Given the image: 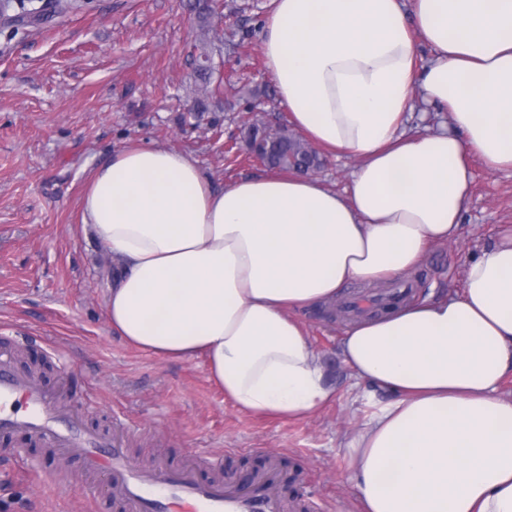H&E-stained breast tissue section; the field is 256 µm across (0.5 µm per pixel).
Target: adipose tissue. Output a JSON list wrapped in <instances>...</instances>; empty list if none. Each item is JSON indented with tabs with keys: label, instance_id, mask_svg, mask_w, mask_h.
Returning <instances> with one entry per match:
<instances>
[{
	"label": "adipose tissue",
	"instance_id": "ef3b65f1",
	"mask_svg": "<svg viewBox=\"0 0 512 512\" xmlns=\"http://www.w3.org/2000/svg\"><path fill=\"white\" fill-rule=\"evenodd\" d=\"M263 52L292 125L357 158L347 193L294 173L217 191L190 156L136 145L91 173L81 229L118 270L113 332L203 357L244 413L307 420L336 390L298 312L452 239L472 159L512 171V0H271ZM419 103L447 125L408 133ZM341 352L392 395L345 448L359 512H512V231L461 293L357 320Z\"/></svg>",
	"mask_w": 512,
	"mask_h": 512
}]
</instances>
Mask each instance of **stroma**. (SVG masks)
I'll use <instances>...</instances> for the list:
<instances>
[{
    "label": "stroma",
    "instance_id": "stroma-1",
    "mask_svg": "<svg viewBox=\"0 0 512 512\" xmlns=\"http://www.w3.org/2000/svg\"><path fill=\"white\" fill-rule=\"evenodd\" d=\"M191 0H80L36 26L0 28V356L17 371L42 365L61 401L83 404L88 426L130 431L129 455L171 468L207 459L227 472L281 463L301 470L282 494L357 512L344 448L373 410L369 385L353 386L340 352L350 320L338 305L301 312L336 398L304 421L240 412L208 378L203 359L168 361L126 344L106 318L112 259L80 229L92 170L132 144L195 159L212 186L264 173L229 151L257 121L289 126L262 52L269 0H222L211 45L224 82L220 101L193 107L197 88ZM474 182L453 240L431 246L409 277L411 299L457 294L469 260L512 228V171L474 162ZM47 469L76 476L54 494ZM0 512H120L101 479L45 442L14 436L0 450Z\"/></svg>",
    "mask_w": 512,
    "mask_h": 512
}]
</instances>
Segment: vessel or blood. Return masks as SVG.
<instances>
[{"label":"vessel or blood","instance_id":"1","mask_svg":"<svg viewBox=\"0 0 512 512\" xmlns=\"http://www.w3.org/2000/svg\"><path fill=\"white\" fill-rule=\"evenodd\" d=\"M75 407L62 406L31 376L0 359V435L25 433L56 452L82 461L87 474H103L123 512H291L280 496V473L269 467L248 481H199L191 470L131 463L120 438L81 427Z\"/></svg>","mask_w":512,"mask_h":512}]
</instances>
